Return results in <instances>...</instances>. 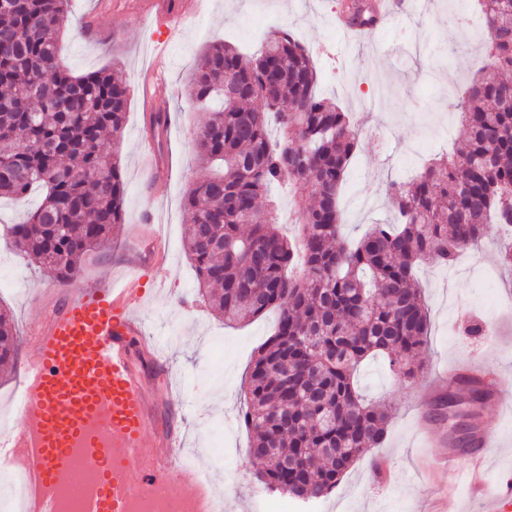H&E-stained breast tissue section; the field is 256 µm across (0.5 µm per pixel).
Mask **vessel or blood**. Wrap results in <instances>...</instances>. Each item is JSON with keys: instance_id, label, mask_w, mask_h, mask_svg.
I'll return each mask as SVG.
<instances>
[{"instance_id": "vessel-or-blood-1", "label": "vessel or blood", "mask_w": 512, "mask_h": 512, "mask_svg": "<svg viewBox=\"0 0 512 512\" xmlns=\"http://www.w3.org/2000/svg\"><path fill=\"white\" fill-rule=\"evenodd\" d=\"M203 5L204 0H100L98 7L171 22L200 12ZM164 76L157 62L143 72V111H157L155 87ZM141 294L133 272L119 285L109 278L76 279L33 328L32 351L17 388L19 423L0 433V448L26 449V482L41 492L35 512H55L47 491L73 466L78 448L99 451L90 460L99 470V488L83 499L82 512H124L131 490L156 491L177 470L173 451L182 440L173 433L156 434L158 418L145 376L125 343L127 335L141 330L134 311ZM498 427V419L487 420L467 463H460L453 448L443 453L442 463L454 475L468 477L470 464L484 462Z\"/></svg>"}]
</instances>
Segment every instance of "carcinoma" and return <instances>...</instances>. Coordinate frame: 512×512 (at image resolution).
Masks as SVG:
<instances>
[{
  "mask_svg": "<svg viewBox=\"0 0 512 512\" xmlns=\"http://www.w3.org/2000/svg\"><path fill=\"white\" fill-rule=\"evenodd\" d=\"M67 2L0 0V163L11 172L0 178V198L42 190L41 204L8 227L9 239L61 287L123 221L121 170L104 136L122 132L127 110L126 86L108 70L74 75L60 64ZM476 2L499 78H474L451 103L465 127L454 152L410 182L390 183L395 221L354 243L342 239L339 194L358 135L352 115L317 92L300 40L279 26L250 58L222 42L196 60L187 96L222 107L193 139L206 173L183 198L185 246L199 292L224 324L278 311L251 364L243 413L273 493L325 498L381 443L388 414L353 376L376 355L397 376H414L429 328L417 263L450 265L486 225L512 226V40L501 38L512 32V0ZM347 22L372 34L378 18L357 3ZM272 185L312 200L293 238L258 206ZM18 346L1 311L0 365ZM458 383L466 396L448 391L450 407L494 394L476 377Z\"/></svg>",
  "mask_w": 512,
  "mask_h": 512,
  "instance_id": "cac0c4a2",
  "label": "carcinoma"
}]
</instances>
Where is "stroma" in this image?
Wrapping results in <instances>:
<instances>
[{"instance_id": "stroma-1", "label": "stroma", "mask_w": 512, "mask_h": 512, "mask_svg": "<svg viewBox=\"0 0 512 512\" xmlns=\"http://www.w3.org/2000/svg\"><path fill=\"white\" fill-rule=\"evenodd\" d=\"M341 0H208L205 12L175 22V35L154 18L102 12L98 0H70L69 20L59 44L62 63L81 75L102 67L119 73L131 90L125 128L110 146L118 155L125 184L124 222L118 233L87 254L79 267L84 280L121 278L134 250L149 234L165 242L162 270H141L144 293L136 307L149 336H168L163 351L140 353L160 427L183 433L186 452L194 457L176 483L183 490L210 475L224 497V512H289L291 497L265 491L258 478L259 459L250 451V436L239 420L244 404L242 383L257 347L271 335L276 312L226 326L199 295L195 271L183 248L182 200L201 168L190 149L207 113L185 93L188 76L203 47L224 39L246 54L261 43L253 32L268 25L297 30L319 74L318 90L351 112L361 149L340 193L343 232L358 239L369 225L395 218L386 184L412 179L431 156L452 151L462 131L448 117V94L462 90L485 66L487 31L459 27L458 8L472 0H420L415 12L379 26L372 40L345 44L333 25ZM104 33L92 39L87 23ZM166 62L158 98L171 114L165 140L170 168L159 183L150 179V162L141 142L150 128L143 117L138 76L154 57ZM505 232L486 225L479 249L448 267L422 259L419 282L430 326L414 378L392 374L380 361L362 365L356 375L361 393L389 411L387 431L372 458L355 462L336 489L320 501L318 512H430L442 502L445 512H478L468 499L467 484L457 481L445 497V471L426 477L421 466L440 454L436 440L450 433L447 410L441 409L448 385L445 371L471 368L497 376L500 393L481 413L497 415L502 430L489 459L488 480L512 477V271L497 265ZM0 269L9 277L0 288V307L11 314L30 349L32 315L52 305L51 280L35 259L20 255L0 238ZM485 323L487 336L473 340L463 330L473 320ZM392 472L380 487L372 460Z\"/></svg>"}]
</instances>
